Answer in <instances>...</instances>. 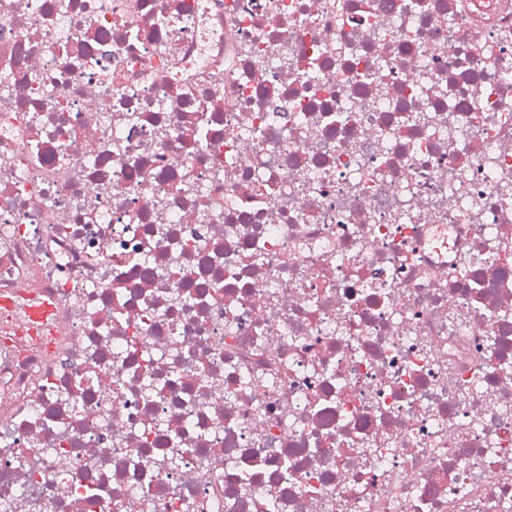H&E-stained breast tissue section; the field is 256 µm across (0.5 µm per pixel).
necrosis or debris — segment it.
<instances>
[{
    "mask_svg": "<svg viewBox=\"0 0 512 512\" xmlns=\"http://www.w3.org/2000/svg\"><path fill=\"white\" fill-rule=\"evenodd\" d=\"M507 72L512 0H0V512H512Z\"/></svg>",
    "mask_w": 512,
    "mask_h": 512,
    "instance_id": "necrosis-or-debris-1",
    "label": "necrosis or debris"
}]
</instances>
